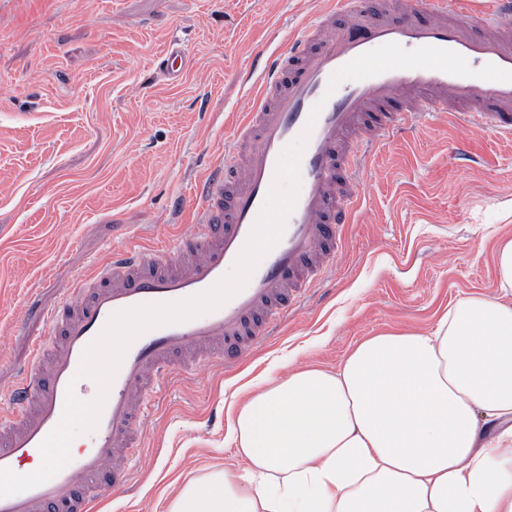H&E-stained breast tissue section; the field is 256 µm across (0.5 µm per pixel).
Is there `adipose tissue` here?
<instances>
[{
    "instance_id": "1",
    "label": "adipose tissue",
    "mask_w": 512,
    "mask_h": 512,
    "mask_svg": "<svg viewBox=\"0 0 512 512\" xmlns=\"http://www.w3.org/2000/svg\"><path fill=\"white\" fill-rule=\"evenodd\" d=\"M495 266L498 294L460 298L432 331L250 392L228 412L237 463L169 512H512V236Z\"/></svg>"
}]
</instances>
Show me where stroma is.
Wrapping results in <instances>:
<instances>
[{"label":"stroma","instance_id":"stroma-1","mask_svg":"<svg viewBox=\"0 0 512 512\" xmlns=\"http://www.w3.org/2000/svg\"><path fill=\"white\" fill-rule=\"evenodd\" d=\"M328 0H0V387L44 320L112 249L167 246L224 151L250 57L287 45ZM187 65L160 63L169 42ZM472 160L457 163L456 143ZM336 265L278 335L231 369L165 374L128 483L99 512H165L234 459L227 408L288 369H333L363 338L433 329L456 299L498 292L512 236V138L439 113L384 137ZM185 52L180 44L169 45L165 58L161 62L164 75L170 80H178L183 75Z\"/></svg>","mask_w":512,"mask_h":512}]
</instances>
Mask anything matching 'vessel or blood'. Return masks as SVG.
<instances>
[{
	"instance_id": "obj_1",
	"label": "vessel or blood",
	"mask_w": 512,
	"mask_h": 512,
	"mask_svg": "<svg viewBox=\"0 0 512 512\" xmlns=\"http://www.w3.org/2000/svg\"><path fill=\"white\" fill-rule=\"evenodd\" d=\"M336 0L308 21L288 46L253 62L259 76L241 100L223 156L199 182L200 207L165 251L132 244L112 251L47 315L53 341L35 344L26 372L0 392V469L40 457L58 424L67 390L92 399L89 380H75L85 347L110 315L144 303L183 299L211 287L231 268L270 189L281 151L321 112L300 163L301 188L284 235L246 287L220 309L159 327L127 351L96 432L49 481L0 498V512H97L127 472L113 457H136L147 399L171 367L200 362L232 367L268 341L333 261L353 223L362 186L355 173L368 149L408 122L440 112L512 137V83L454 76L432 69H396L329 90L331 75L389 42L434 46L463 55L471 68L512 70V0ZM185 52L171 43L161 62L171 80L183 74Z\"/></svg>"
}]
</instances>
